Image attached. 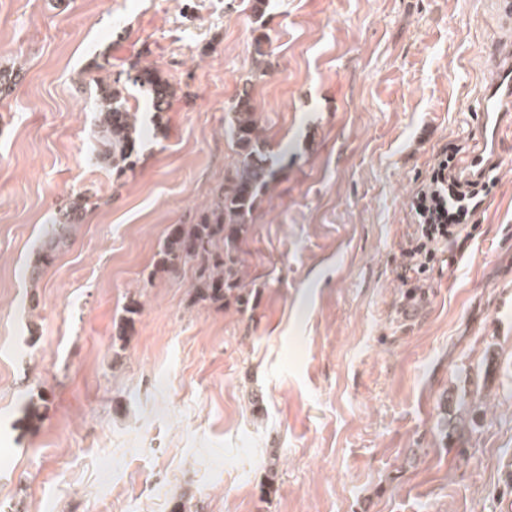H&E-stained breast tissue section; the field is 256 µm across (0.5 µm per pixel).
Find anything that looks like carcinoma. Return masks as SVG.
<instances>
[{
  "mask_svg": "<svg viewBox=\"0 0 512 512\" xmlns=\"http://www.w3.org/2000/svg\"><path fill=\"white\" fill-rule=\"evenodd\" d=\"M132 69L135 74L129 81L147 94L154 118L162 124L176 95L174 85L155 68L136 63ZM125 90L126 85L117 80L98 83L95 144L89 154L92 164L109 167L119 177L136 165L139 144L138 114L130 111ZM227 125L237 147V164L214 189L211 207L196 223L169 227L157 265L173 273L190 262L195 264V301L217 308L233 303L244 311L250 306L252 290L241 276L239 246L247 236L259 195L275 182L282 166L263 135L248 87H243L227 113ZM88 204V198L77 197L70 202L65 221L51 225L30 270L31 278H38L41 268L70 246ZM277 474L278 457L272 453L267 458L262 493L272 492Z\"/></svg>",
  "mask_w": 512,
  "mask_h": 512,
  "instance_id": "obj_1",
  "label": "carcinoma"
}]
</instances>
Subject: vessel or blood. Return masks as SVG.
Here are the masks:
<instances>
[{
    "label": "vessel or blood",
    "mask_w": 512,
    "mask_h": 512,
    "mask_svg": "<svg viewBox=\"0 0 512 512\" xmlns=\"http://www.w3.org/2000/svg\"><path fill=\"white\" fill-rule=\"evenodd\" d=\"M499 26L491 41V78L479 92V125L472 150L459 164L462 181L488 177L502 156L508 134L512 133V11L496 4Z\"/></svg>",
    "instance_id": "obj_1"
}]
</instances>
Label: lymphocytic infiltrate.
I'll return each mask as SVG.
<instances>
[{
  "instance_id": "lymphocytic-infiltrate-1",
  "label": "lymphocytic infiltrate",
  "mask_w": 512,
  "mask_h": 512,
  "mask_svg": "<svg viewBox=\"0 0 512 512\" xmlns=\"http://www.w3.org/2000/svg\"><path fill=\"white\" fill-rule=\"evenodd\" d=\"M459 148L443 149L412 203L415 229L401 250L399 277L410 281L437 260L441 247L462 251L474 238L476 216L492 190L491 180L461 185L453 172Z\"/></svg>"
}]
</instances>
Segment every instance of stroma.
<instances>
[{"label": "stroma", "mask_w": 512, "mask_h": 512, "mask_svg": "<svg viewBox=\"0 0 512 512\" xmlns=\"http://www.w3.org/2000/svg\"><path fill=\"white\" fill-rule=\"evenodd\" d=\"M496 26L486 0H0V512H512V135L463 255L417 291L397 277L420 181L470 145ZM137 62L177 96L159 129L128 87L119 178L87 160L96 83ZM245 85L287 159L241 245V312L156 262L232 172ZM88 204L89 199L87 197H77L70 202L68 210L64 214L65 221L51 224V229L48 231L47 237L43 242L37 261L30 270V277L32 279H37L41 268L51 263L59 253L70 246L74 231L77 225L82 222L83 214Z\"/></svg>", "instance_id": "obj_1"}]
</instances>
